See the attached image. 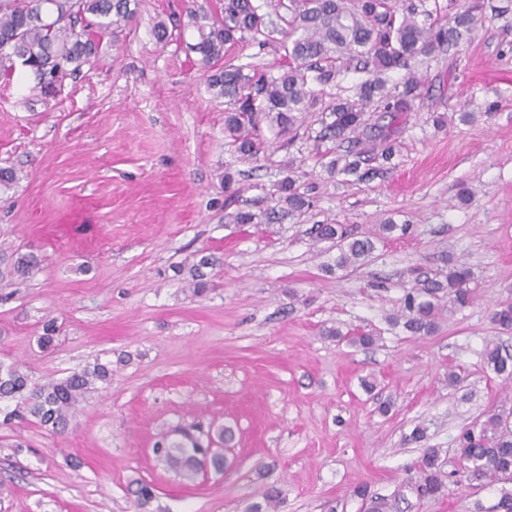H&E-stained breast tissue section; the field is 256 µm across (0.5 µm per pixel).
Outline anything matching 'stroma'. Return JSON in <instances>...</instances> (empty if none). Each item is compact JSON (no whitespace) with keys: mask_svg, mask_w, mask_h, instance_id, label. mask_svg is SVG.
Wrapping results in <instances>:
<instances>
[{"mask_svg":"<svg viewBox=\"0 0 512 512\" xmlns=\"http://www.w3.org/2000/svg\"><path fill=\"white\" fill-rule=\"evenodd\" d=\"M268 0L265 47L238 44L222 65L282 64L284 23ZM459 53L436 50L416 72L392 165L373 181L328 179L316 161L315 117L293 145L245 161L224 136V101L208 89L190 49L187 9L220 0H139L130 30L43 95L30 71L0 86V250L41 255L30 278L0 284V360L33 379H61L95 359L112 379L80 406L64 435L21 422L0 426V512H247L270 488L273 512H360L350 492L368 484L395 512H490L508 484L448 479L417 497L422 447L405 443L423 425L444 471L458 464L461 428L500 405L512 382L483 364L512 331L490 319L512 300V0ZM172 32L167 44L156 23ZM500 108L492 116L490 102ZM471 112L474 122H460ZM447 119L445 127L433 123ZM315 185L309 214L239 226L238 209L267 207L287 173ZM470 191L462 204L459 195ZM410 223L378 244L356 271L325 273L337 252L314 239L319 224L375 232L384 219ZM212 257L209 291L194 295L189 268ZM456 257L473 267L474 303L443 310L431 336L392 326L407 288ZM54 319V348L37 344ZM361 326L369 349L337 344L330 327ZM466 380L449 389V370ZM377 382L373 392L362 378ZM391 400L390 415L377 411ZM197 420L232 427L223 474L185 484L155 458L161 431ZM157 488L138 506L132 481Z\"/></svg>","mask_w":512,"mask_h":512,"instance_id":"35a3bbf8","label":"stroma"}]
</instances>
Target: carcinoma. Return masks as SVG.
<instances>
[{
	"mask_svg": "<svg viewBox=\"0 0 512 512\" xmlns=\"http://www.w3.org/2000/svg\"><path fill=\"white\" fill-rule=\"evenodd\" d=\"M138 0H0V86L17 80V67L34 74L41 88L47 79L57 82L80 72L99 56L104 38H117L133 22ZM439 0H290L284 36L288 61L277 73L244 71L226 67L208 75V88L227 100L224 133L244 159L257 160L271 144L258 133L260 120L275 129L276 138L291 144L300 136L306 115L319 97L336 86L350 71L370 77L356 87L353 97H330L321 108L319 142L346 139L351 148L326 165L330 177L337 174L370 181L385 170L395 155L396 133L402 114L413 110L419 97L420 80L415 62L437 48L455 50L482 21L483 4L471 0L454 13ZM199 39L193 50L202 67L210 69L224 56V46L251 43L266 45L269 30L265 14L253 0H223L220 16L189 11ZM403 70L402 81L387 86L384 75ZM379 160L370 166L371 160ZM268 206L256 214L239 210L231 222L242 226L280 224L309 212L313 197L309 188L293 175L284 176L268 193ZM318 241L336 247V269H357L375 251L370 237L355 238L341 224H319ZM210 264L202 257L192 265L193 293H206L208 283L201 269ZM33 252L0 254V282L24 279L40 269ZM476 277L465 262L448 264L406 290L403 306L394 323L413 336H429L438 328L443 299L455 309L474 300L471 284ZM491 321L503 331L512 330V302L498 305ZM327 334L355 347L369 348L378 337L354 328H331ZM484 363L496 376L512 379V354L499 343H486ZM112 378V362L95 360L59 380L35 383L17 363L0 361V402L13 405L0 423L29 420L51 433L68 429L77 407ZM512 409L501 406L482 421L465 426L457 437L461 455L458 468L442 470L438 451L428 448L417 462L414 485L419 496L436 497L445 487V476H457L470 484L487 485L512 481ZM230 427L204 426L197 422L176 425L161 433L153 445L158 459L176 475L194 480L209 469L224 474V457L210 451L232 442ZM364 512H392L389 499L371 492L366 485L353 490Z\"/></svg>",
	"mask_w": 512,
	"mask_h": 512,
	"instance_id": "1",
	"label": "carcinoma"
}]
</instances>
